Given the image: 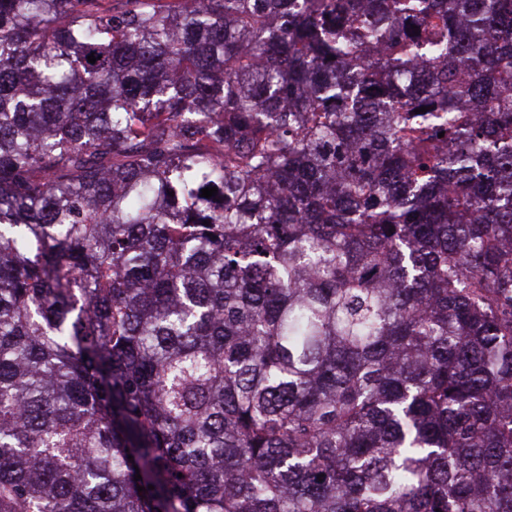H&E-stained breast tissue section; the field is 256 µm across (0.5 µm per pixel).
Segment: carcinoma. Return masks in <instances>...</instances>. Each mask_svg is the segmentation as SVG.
Instances as JSON below:
<instances>
[{
    "instance_id": "1",
    "label": "carcinoma",
    "mask_w": 512,
    "mask_h": 512,
    "mask_svg": "<svg viewBox=\"0 0 512 512\" xmlns=\"http://www.w3.org/2000/svg\"><path fill=\"white\" fill-rule=\"evenodd\" d=\"M0 512H512V0H0Z\"/></svg>"
}]
</instances>
